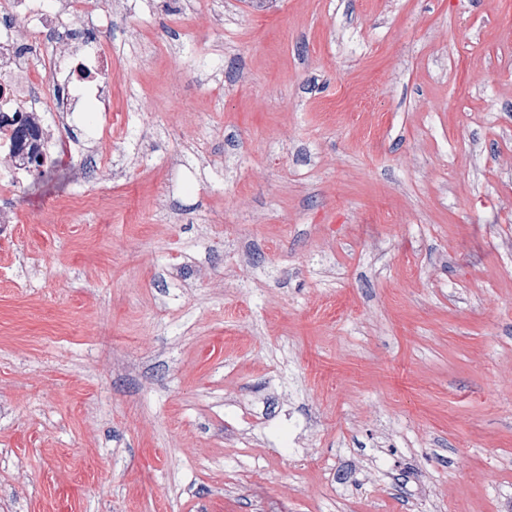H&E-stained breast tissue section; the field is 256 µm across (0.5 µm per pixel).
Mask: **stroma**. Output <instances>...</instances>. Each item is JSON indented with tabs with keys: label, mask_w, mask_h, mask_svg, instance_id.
<instances>
[{
	"label": "stroma",
	"mask_w": 512,
	"mask_h": 512,
	"mask_svg": "<svg viewBox=\"0 0 512 512\" xmlns=\"http://www.w3.org/2000/svg\"><path fill=\"white\" fill-rule=\"evenodd\" d=\"M100 9L0 196V512H512V0Z\"/></svg>",
	"instance_id": "obj_1"
}]
</instances>
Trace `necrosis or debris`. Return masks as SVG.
Returning <instances> with one entry per match:
<instances>
[{
  "instance_id": "1",
  "label": "necrosis or debris",
  "mask_w": 512,
  "mask_h": 512,
  "mask_svg": "<svg viewBox=\"0 0 512 512\" xmlns=\"http://www.w3.org/2000/svg\"><path fill=\"white\" fill-rule=\"evenodd\" d=\"M99 11L98 0H59L47 13L33 9L29 0H0V195L35 171L28 153L14 146L19 124L37 130V153L47 166L54 156L45 113L69 115L86 98L110 108L112 56L90 33ZM45 79L57 93L36 96Z\"/></svg>"
}]
</instances>
